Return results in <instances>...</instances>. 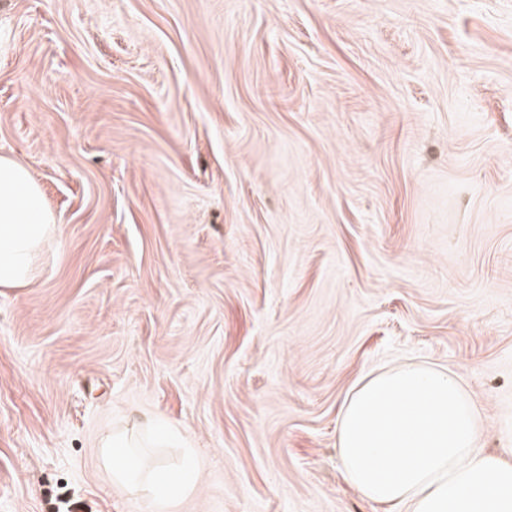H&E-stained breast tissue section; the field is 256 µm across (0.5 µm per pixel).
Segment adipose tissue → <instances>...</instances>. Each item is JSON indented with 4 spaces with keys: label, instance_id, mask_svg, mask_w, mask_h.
<instances>
[{
    "label": "adipose tissue",
    "instance_id": "1",
    "mask_svg": "<svg viewBox=\"0 0 512 512\" xmlns=\"http://www.w3.org/2000/svg\"><path fill=\"white\" fill-rule=\"evenodd\" d=\"M59 227L28 169L0 157V288H22L38 274ZM479 418L448 371L407 363L379 373L348 396L338 430L350 485L397 512H512V460L478 447ZM141 438L107 436L104 458L120 483L156 498L173 484L162 469L143 471L132 451Z\"/></svg>",
    "mask_w": 512,
    "mask_h": 512
}]
</instances>
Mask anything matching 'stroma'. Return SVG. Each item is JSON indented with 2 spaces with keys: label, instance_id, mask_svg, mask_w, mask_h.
<instances>
[{
  "label": "stroma",
  "instance_id": "obj_1",
  "mask_svg": "<svg viewBox=\"0 0 512 512\" xmlns=\"http://www.w3.org/2000/svg\"><path fill=\"white\" fill-rule=\"evenodd\" d=\"M0 155L60 233L0 288V512H390L338 426L408 362L512 449V0H0ZM142 439L127 431L110 434L101 446L105 448L104 458L112 469V476L119 483L126 484L155 498L164 497L175 481L170 473L162 469L143 472L136 463L129 448L142 447Z\"/></svg>",
  "mask_w": 512,
  "mask_h": 512
}]
</instances>
